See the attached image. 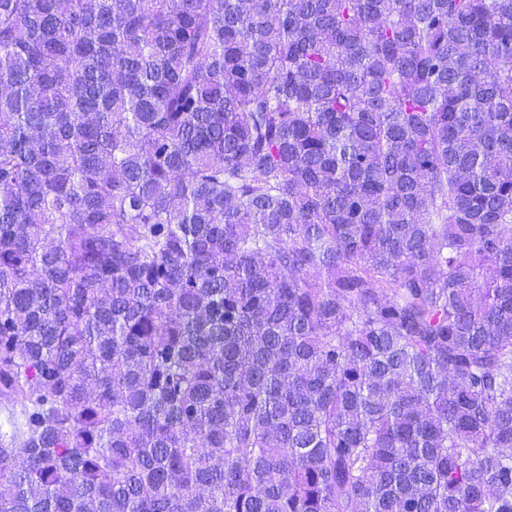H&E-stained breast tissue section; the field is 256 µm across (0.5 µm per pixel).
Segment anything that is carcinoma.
<instances>
[{
	"label": "carcinoma",
	"mask_w": 512,
	"mask_h": 512,
	"mask_svg": "<svg viewBox=\"0 0 512 512\" xmlns=\"http://www.w3.org/2000/svg\"><path fill=\"white\" fill-rule=\"evenodd\" d=\"M0 512H512V0H0Z\"/></svg>",
	"instance_id": "cac0c4a2"
}]
</instances>
